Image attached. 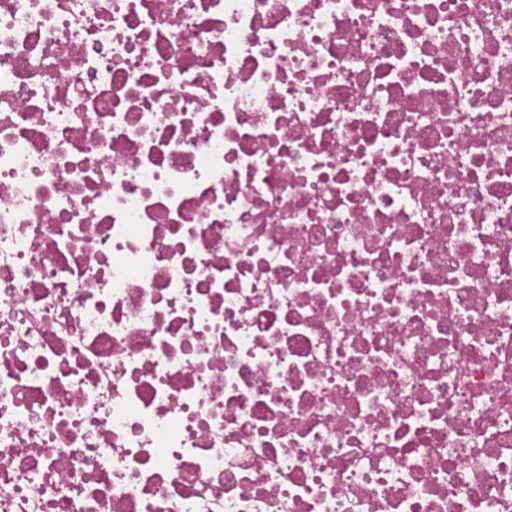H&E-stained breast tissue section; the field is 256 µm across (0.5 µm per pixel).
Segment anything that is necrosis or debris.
<instances>
[{
    "mask_svg": "<svg viewBox=\"0 0 512 512\" xmlns=\"http://www.w3.org/2000/svg\"><path fill=\"white\" fill-rule=\"evenodd\" d=\"M0 512H512V0H0Z\"/></svg>",
    "mask_w": 512,
    "mask_h": 512,
    "instance_id": "necrosis-or-debris-1",
    "label": "necrosis or debris"
}]
</instances>
